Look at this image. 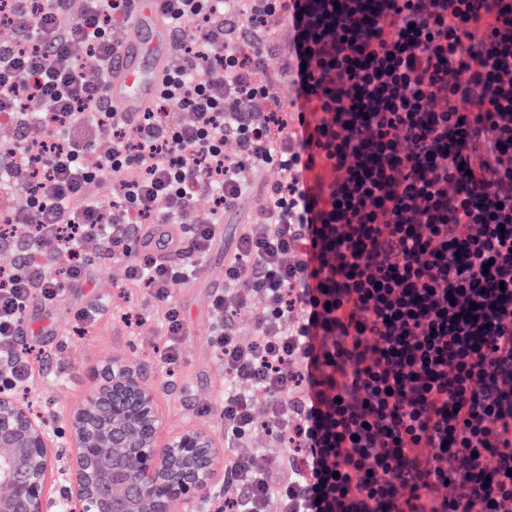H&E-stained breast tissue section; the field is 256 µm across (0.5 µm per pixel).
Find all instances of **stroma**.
Returning a JSON list of instances; mask_svg holds the SVG:
<instances>
[{
  "instance_id": "35a3bbf8",
  "label": "stroma",
  "mask_w": 512,
  "mask_h": 512,
  "mask_svg": "<svg viewBox=\"0 0 512 512\" xmlns=\"http://www.w3.org/2000/svg\"><path fill=\"white\" fill-rule=\"evenodd\" d=\"M261 204L258 193L245 195L235 213L227 216L224 230L209 253L197 261L194 279L175 288L172 300L183 320L178 338L180 360L173 370L159 362L158 351L167 338L160 327L163 306L147 289L125 284L120 259L101 250L91 251L84 281L66 285L58 301L33 298L17 338L19 351L28 353L34 367L33 385L24 397L44 415L78 406L90 392L89 370L108 354L152 366L161 384L160 409L169 430L190 423L223 433L224 364L210 339L212 295L224 284V254L234 249L241 227ZM101 309L99 321L82 329L79 311ZM145 318L140 334H132L119 318L120 312Z\"/></svg>"
}]
</instances>
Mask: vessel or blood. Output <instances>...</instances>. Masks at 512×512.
Segmentation results:
<instances>
[{
    "instance_id": "obj_1",
    "label": "vessel or blood",
    "mask_w": 512,
    "mask_h": 512,
    "mask_svg": "<svg viewBox=\"0 0 512 512\" xmlns=\"http://www.w3.org/2000/svg\"><path fill=\"white\" fill-rule=\"evenodd\" d=\"M122 49L112 59L107 93L114 111L140 112L151 103L171 63L174 32L155 0H135Z\"/></svg>"
}]
</instances>
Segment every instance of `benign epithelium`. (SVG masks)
Here are the masks:
<instances>
[{
	"label": "benign epithelium",
	"instance_id": "7a95c632",
	"mask_svg": "<svg viewBox=\"0 0 512 512\" xmlns=\"http://www.w3.org/2000/svg\"><path fill=\"white\" fill-rule=\"evenodd\" d=\"M85 401L37 414L0 385V512H195L224 491L223 443L189 424L164 433L149 366L120 354L92 370Z\"/></svg>",
	"mask_w": 512,
	"mask_h": 512
}]
</instances>
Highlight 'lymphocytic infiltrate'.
Instances as JSON below:
<instances>
[{
  "instance_id": "lymphocytic-infiltrate-1",
  "label": "lymphocytic infiltrate",
  "mask_w": 512,
  "mask_h": 512,
  "mask_svg": "<svg viewBox=\"0 0 512 512\" xmlns=\"http://www.w3.org/2000/svg\"><path fill=\"white\" fill-rule=\"evenodd\" d=\"M6 2L22 35L0 44L6 224L69 258L0 270L13 389L33 382L15 352L29 302L57 300L103 244L164 303L176 365L172 292L250 191L243 172L273 166L211 302L232 512H512V0H156L182 52L133 113L102 88L132 0ZM105 172L109 196L88 195ZM137 222L185 225L192 262L131 257ZM261 426L286 457L238 454Z\"/></svg>"
}]
</instances>
